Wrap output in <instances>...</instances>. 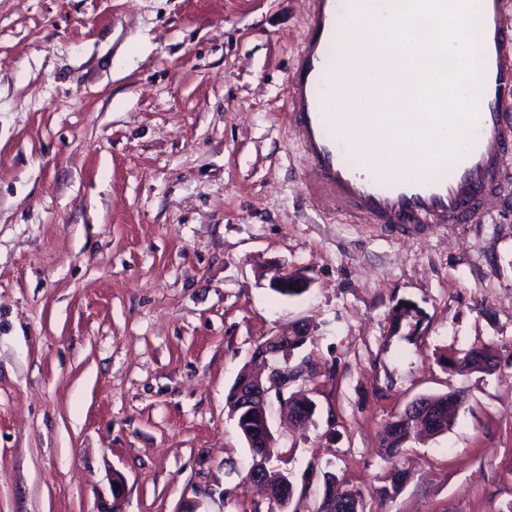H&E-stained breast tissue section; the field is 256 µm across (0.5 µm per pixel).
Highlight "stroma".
Returning a JSON list of instances; mask_svg holds the SVG:
<instances>
[{
    "label": "stroma",
    "mask_w": 512,
    "mask_h": 512,
    "mask_svg": "<svg viewBox=\"0 0 512 512\" xmlns=\"http://www.w3.org/2000/svg\"><path fill=\"white\" fill-rule=\"evenodd\" d=\"M306 0H0V512H269L226 406L304 327L268 419L300 512H512V196L420 234L316 210L284 104ZM298 272L286 298L270 278ZM489 348L490 373L446 359ZM464 392L379 497L388 420ZM273 290L286 297L299 296L305 293L309 287L307 279L299 273L277 272L271 281ZM277 288H299L297 290L285 291ZM306 339V333L302 330H297L288 336V345L283 341L284 337L273 336L255 349L252 355L254 358H260L264 361H268L270 358L276 359L280 354L289 357V354H292L293 351L301 348L306 343ZM451 393L423 395L419 398L421 401H424L426 403V407L430 408L433 412V417L437 422L438 434L448 432V429H450L455 423L459 410L465 404V396L458 393L459 400L454 405L448 407V396ZM448 411L450 416L449 424ZM324 492L323 496L327 493L326 489L331 488L328 486L330 481L336 482V487H332L330 496L336 493V510L335 512H366V503L364 493L360 488L349 486L346 482L336 478L334 475H324ZM323 496L320 505H318V512L331 511L323 507Z\"/></svg>",
    "instance_id": "stroma-1"
}]
</instances>
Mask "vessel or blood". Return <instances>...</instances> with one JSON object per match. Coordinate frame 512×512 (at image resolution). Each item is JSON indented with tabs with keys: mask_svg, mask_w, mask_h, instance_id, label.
Returning a JSON list of instances; mask_svg holds the SVG:
<instances>
[{
	"mask_svg": "<svg viewBox=\"0 0 512 512\" xmlns=\"http://www.w3.org/2000/svg\"><path fill=\"white\" fill-rule=\"evenodd\" d=\"M347 0H307L306 30L286 89L288 130L305 161L313 205L353 224H475L512 181V0H480L481 91L474 140L438 177L387 180L354 162L324 107Z\"/></svg>",
	"mask_w": 512,
	"mask_h": 512,
	"instance_id": "obj_1",
	"label": "vessel or blood"
}]
</instances>
